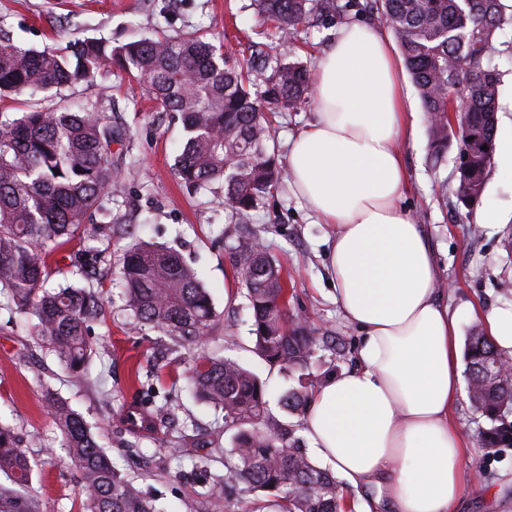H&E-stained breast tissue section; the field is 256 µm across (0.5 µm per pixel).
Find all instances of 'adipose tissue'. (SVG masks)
<instances>
[{
    "mask_svg": "<svg viewBox=\"0 0 512 512\" xmlns=\"http://www.w3.org/2000/svg\"><path fill=\"white\" fill-rule=\"evenodd\" d=\"M401 70L384 32L342 25L316 66L314 119L287 140L290 186L331 229L334 300L361 334L355 367L315 389L303 428L319 458L370 495L369 512H457L469 448L453 418L459 316L400 205L408 175L396 139L415 118ZM470 314L512 355V305Z\"/></svg>",
    "mask_w": 512,
    "mask_h": 512,
    "instance_id": "1",
    "label": "adipose tissue"
}]
</instances>
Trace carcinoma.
I'll return each mask as SVG.
<instances>
[{
    "instance_id": "cac0c4a2",
    "label": "carcinoma",
    "mask_w": 512,
    "mask_h": 512,
    "mask_svg": "<svg viewBox=\"0 0 512 512\" xmlns=\"http://www.w3.org/2000/svg\"><path fill=\"white\" fill-rule=\"evenodd\" d=\"M257 14L274 23L279 45L292 44L300 25L317 14L333 20L370 11L390 27L405 68L422 101L429 157L439 167L448 143L456 141V195L466 207L482 198L495 151L500 73L497 47L512 53V12L503 0H253ZM104 65L136 73L158 112L182 124L175 160L189 193L224 188L231 214L259 207L278 190L287 171L270 152L271 122L263 112L298 109L306 102L311 74L299 62L278 60L272 73L248 77L233 54L204 36L140 38L114 46L108 40H77L63 49L39 50L0 35V95L67 87L93 78ZM476 144L464 152L469 138ZM112 118L93 105L33 106L19 118L0 120V292L7 309L36 319L41 344L75 378L85 376L93 344L91 328L101 317L95 281L112 266L108 248L87 246L68 256L74 281L47 286V257L64 245L101 205L112 182ZM258 239L240 237L228 246L252 311L255 352L271 365L299 371L297 385L281 396L290 413L308 405L310 361L320 349L317 331L301 316L288 315V286L277 261ZM127 316L180 344L206 335L216 318L211 294L196 268L180 253L136 239L119 263ZM467 394L472 407L491 422L488 445L502 434L497 425L512 407V380L487 378L485 367L507 364L475 327L466 343ZM188 388L198 401L222 414L236 429L224 458V477L201 484L211 505L230 508V496L251 495L243 509L264 500L282 512H353L335 474L314 463L299 439L272 425L266 413L267 386L241 362L208 357L193 367ZM43 404L63 436L68 460L80 475L84 512H158L154 501L122 475L100 448L87 421L51 386ZM34 465L14 429L0 423V512H38L25 489Z\"/></svg>"
}]
</instances>
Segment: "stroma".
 I'll return each mask as SVG.
<instances>
[{
    "instance_id": "35a3bbf8",
    "label": "stroma",
    "mask_w": 512,
    "mask_h": 512,
    "mask_svg": "<svg viewBox=\"0 0 512 512\" xmlns=\"http://www.w3.org/2000/svg\"><path fill=\"white\" fill-rule=\"evenodd\" d=\"M0 30L38 49L63 47L77 38L118 45L143 36L198 33L232 49L244 63L255 46L274 58L282 54L272 41V23L256 15L251 0H0ZM337 30L334 24L307 25L294 42L291 59L315 68ZM34 101L46 107L92 103L111 115L118 133L112 145L115 176L103 203L112 211V228L99 237L98 246L117 256L136 236L177 249L199 271L218 316L202 342L188 347L157 330L135 329L127 318L118 274L109 271L99 289L102 315L92 338L97 355L87 378L77 382L37 340L34 318H11L0 296V422L28 441L35 462L30 492L41 512H83L79 475L42 406V387L48 384L85 418L117 469L154 499L161 512H215L199 497V485L210 474H224L223 453L232 446V432L187 388L186 377L198 356L231 357L253 370L267 385L273 422L293 429L296 436L304 434L302 416L288 413L279 403L297 375L255 353L251 311L242 283L233 277L228 247L239 235L257 236L281 265L289 311L306 315L326 341L312 364L318 384L354 366L359 340L358 330L343 320L333 300L327 270L329 229L313 223L286 184L245 215L225 210L222 189L188 195L173 173L182 141L180 121L155 112L144 86L125 72L105 67L94 79L67 88L33 97L15 95L5 105L8 117H20ZM314 112L309 102L297 111L269 113L279 164L287 162L288 135L311 122ZM398 147L409 173L401 204L422 224L441 268L444 296L459 314L461 332L469 333L475 325L467 314L469 305L490 309L512 303V291L501 287L502 281H512V252L504 248L512 234V180L495 176L508 159L495 152L482 202L469 210L455 195L456 146L448 148L450 162L436 168L429 161L424 113H417L413 134ZM168 400L179 421L194 422L200 433L211 435L217 451L174 448L164 429L152 439L133 440L124 421L127 405L140 403L151 410ZM456 417L473 443L469 465L479 473L478 479L464 481L460 512H512V439L487 448L481 434L490 423L469 400H461Z\"/></svg>"
}]
</instances>
